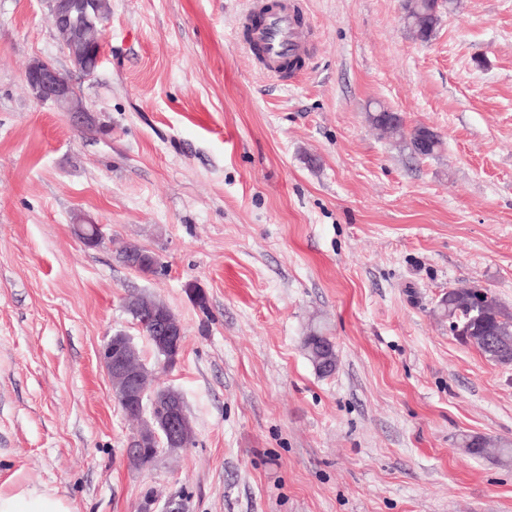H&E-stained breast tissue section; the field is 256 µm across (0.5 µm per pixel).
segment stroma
I'll return each mask as SVG.
<instances>
[{
	"label": "stroma",
	"instance_id": "obj_1",
	"mask_svg": "<svg viewBox=\"0 0 512 512\" xmlns=\"http://www.w3.org/2000/svg\"><path fill=\"white\" fill-rule=\"evenodd\" d=\"M251 0H112L102 66L73 71L42 0H0V485L57 489L76 512H512V366L448 330V289L512 311V0H450L429 41L402 0H303L295 81L234 38ZM37 58L96 111L79 132L37 100ZM442 136L411 153L374 107ZM93 218L88 247L73 222ZM155 254L143 274L121 263ZM207 296L192 301L190 286ZM164 301L196 443L144 467L98 352L125 309ZM323 327L338 366L303 347Z\"/></svg>",
	"mask_w": 512,
	"mask_h": 512
}]
</instances>
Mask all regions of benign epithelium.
I'll use <instances>...</instances> for the list:
<instances>
[{
	"label": "benign epithelium",
	"instance_id": "7a95c632",
	"mask_svg": "<svg viewBox=\"0 0 512 512\" xmlns=\"http://www.w3.org/2000/svg\"><path fill=\"white\" fill-rule=\"evenodd\" d=\"M45 5L58 36L60 46L72 67L92 75L105 59L104 39L100 33L103 19L110 13L109 0H41ZM24 82L34 97L51 102L68 113L71 125L85 130L95 123L93 109L83 100L70 76L48 59H36L24 72ZM78 238L88 247L97 246L102 238L101 225L88 221L73 225ZM139 315L151 324L146 340L157 346L158 365L172 368L180 361L184 343L183 326L168 307L151 302L139 309ZM509 338L493 335L486 339L489 357L496 358L508 349ZM110 382L119 385V405L131 410L138 408L144 422L142 432L128 443L126 453L139 455L147 448L175 452L195 434L193 421L185 407L182 394L170 388L161 406L147 415L142 405L154 371L142 360L134 340L122 333L109 338L99 352Z\"/></svg>",
	"mask_w": 512,
	"mask_h": 512
}]
</instances>
